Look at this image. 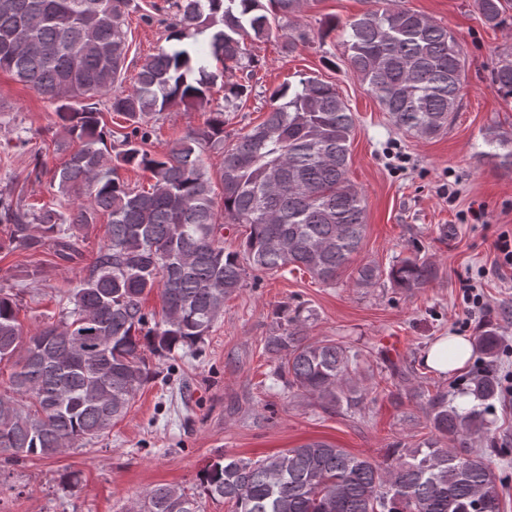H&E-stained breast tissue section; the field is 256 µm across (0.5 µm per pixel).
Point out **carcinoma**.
<instances>
[{
    "label": "carcinoma",
    "instance_id": "1",
    "mask_svg": "<svg viewBox=\"0 0 512 512\" xmlns=\"http://www.w3.org/2000/svg\"><path fill=\"white\" fill-rule=\"evenodd\" d=\"M305 0H171L170 39L212 29V55L245 71L224 87V106L210 110L202 129L190 131L163 156L145 148L148 117L172 107L204 108L217 74L198 66L186 49L147 60L130 89L118 85L129 49V0H0V70L59 102L63 141L82 146L54 174L58 191L80 203L69 214L48 205L32 211L0 198L8 241L27 249L51 242L55 254L78 253L79 233L95 216H108L107 242L59 323L24 335L17 298L0 288V364L12 368L0 392V453L20 460L80 448L110 432L136 391L155 377L148 351L159 359L182 348L198 350L224 314V300L243 286L246 268L303 270L334 282L358 253L365 229L360 191L346 178L354 114L336 88L316 77L285 85L269 96L261 124L225 151L220 174L223 211H216L210 174L197 149L224 148V112L249 92L253 74L245 39L267 36L272 22L301 11ZM512 0H476L488 25L505 24ZM348 60L361 87L394 123L420 136L448 129L456 111L465 63L454 33L429 17L393 6L349 24ZM492 83L512 98V51L500 55ZM130 122L114 137L101 125L99 98ZM481 156L512 168V136L490 129ZM152 173L150 190H134L119 169ZM242 224V250L224 251L221 231ZM434 265L406 256L388 271L372 263L356 282L371 288L385 276L411 291L436 277ZM161 290V317L143 310L144 296ZM301 308L283 306L265 342L272 375L289 390L317 396L326 411L362 402L353 373L358 354L331 339L304 333ZM478 344L493 358L496 328ZM497 393L489 367L469 378L465 411L438 391L428 398L435 438L427 450L396 448L382 461L354 455L321 440L258 460L222 458L200 473L211 498L233 502L235 512H501L490 456L469 441L488 436L483 405ZM452 438L459 448H443ZM135 512H199L196 498L175 487L152 488Z\"/></svg>",
    "mask_w": 512,
    "mask_h": 512
}]
</instances>
